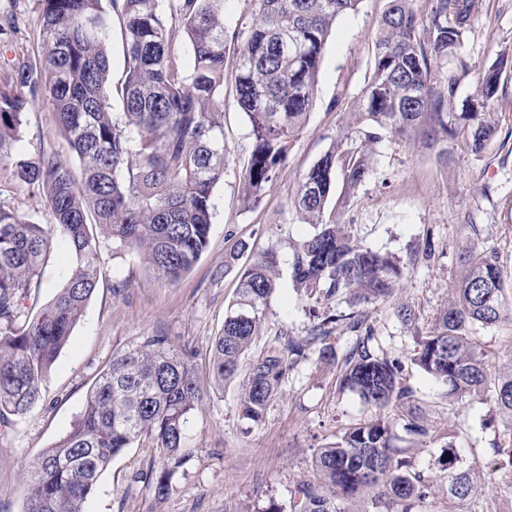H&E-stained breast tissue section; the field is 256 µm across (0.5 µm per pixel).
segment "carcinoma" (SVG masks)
<instances>
[{
  "label": "carcinoma",
  "mask_w": 512,
  "mask_h": 512,
  "mask_svg": "<svg viewBox=\"0 0 512 512\" xmlns=\"http://www.w3.org/2000/svg\"><path fill=\"white\" fill-rule=\"evenodd\" d=\"M250 12L232 33L224 0H110L123 41L124 79L112 88L111 25L102 0H40L41 55L14 67V89L0 92V148L18 135L36 99L56 113L70 153L15 161L16 176L47 198L54 237L43 225L0 206V416H21L40 399L43 382L68 344L97 285L98 235L138 250L159 276L177 281L199 260L214 217L213 191L224 179L226 39L240 45L234 91L251 125L252 145L241 179L257 205L288 159L291 143L314 103L323 51L336 19L357 0H247ZM478 0H435L429 26L412 0H388L379 23L373 65L357 112L359 144L325 153L298 187L294 205L314 232L292 245L294 287L308 298L351 305L389 297L403 275L393 257L355 243L330 205H343L372 168L382 133L407 138L428 127L433 141L464 136L475 153L497 134L489 103L506 61L479 77V100L448 119V92L431 84L433 60L453 56L477 16ZM180 19L192 59L185 71L172 51ZM118 94L123 112H112ZM63 245L75 265L53 301L33 316L22 303L39 293L41 269ZM462 256L465 272L433 329L416 337L410 361L447 389L448 413L487 394L512 419V372L496 375L474 333L492 326L505 305L502 272L492 257ZM239 285L211 346L216 387L239 376L242 359L267 318L280 260L271 248L238 270ZM362 331L342 358L339 388L355 394L370 415L346 428L312 459L314 476L298 481L289 512H346L344 503L375 488L372 512H414L430 487L409 449L396 445L393 411L410 441L429 435L426 410L404 378V361L381 354L375 336L355 316L320 318L309 337L285 339L251 360L240 384L241 419L258 424L288 371L308 353L336 362L335 325ZM207 392L194 350L168 336H141L115 352L87 392L67 434L32 462L24 512H85L101 473L141 437L153 441L148 481L155 495L193 456L189 426ZM448 481V512H477L485 483L454 441L438 459Z\"/></svg>",
  "instance_id": "carcinoma-1"
}]
</instances>
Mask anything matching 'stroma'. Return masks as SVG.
<instances>
[{
  "instance_id": "stroma-1",
  "label": "stroma",
  "mask_w": 512,
  "mask_h": 512,
  "mask_svg": "<svg viewBox=\"0 0 512 512\" xmlns=\"http://www.w3.org/2000/svg\"><path fill=\"white\" fill-rule=\"evenodd\" d=\"M387 0H358L340 16L326 42L315 102L302 131L291 144L286 164L256 206L241 198L242 166L251 146L250 123L235 104L236 45L226 47L224 87V178L214 189L215 212L209 242L198 262L178 281L158 277L137 251L119 250L110 238L99 240L98 286L44 382L42 397L25 415L0 422V512H23L29 464L69 430L86 394L113 352L138 336L162 333L197 351L200 375H207L210 347L224 324L237 287V275L224 262L240 241L251 254L277 246L279 285L269 300L266 324L249 352L257 357L279 335L310 336L315 321L310 308L339 314L336 352L345 354L354 334L344 317L360 314L389 355L408 357L416 336L424 335L447 304L460 276L459 254L469 243L497 258L512 302V0H479V14L457 49L454 64L432 61L431 79L452 74L449 113L476 100L480 73L507 59L491 104L498 119L496 137L479 153L465 138L429 144L424 130L411 140L384 135L374 146L373 171L340 211L356 242L391 254L403 265V278L386 300L357 307L341 300L313 302L294 288L288 261L291 245L313 228L291 201L308 170L339 141L353 120L356 104L373 64L374 35ZM38 0H0V91L10 87L13 67L39 55ZM67 154L55 114L36 103L25 116L21 138L8 145L0 162V205L26 219L48 224L45 197L20 182L13 159H34L45 151ZM74 265L66 249L47 265L38 302L47 304L65 284ZM408 307L413 323L397 315ZM489 346V368L512 371V316L478 329ZM338 366L308 358L298 362L270 401L263 421L248 425L238 415V382L213 389L191 422L193 456L177 473L164 498L145 479L151 444L142 440L117 456L100 476L85 512H256L268 500L288 505L295 483L313 475L315 451L365 417L358 397L340 391ZM409 382L428 411L431 435L413 455L419 468L436 471L447 443L467 453H483L491 443L512 441V420L491 401H467L456 417L448 415L446 389L409 367ZM493 424L482 428V415Z\"/></svg>"
}]
</instances>
